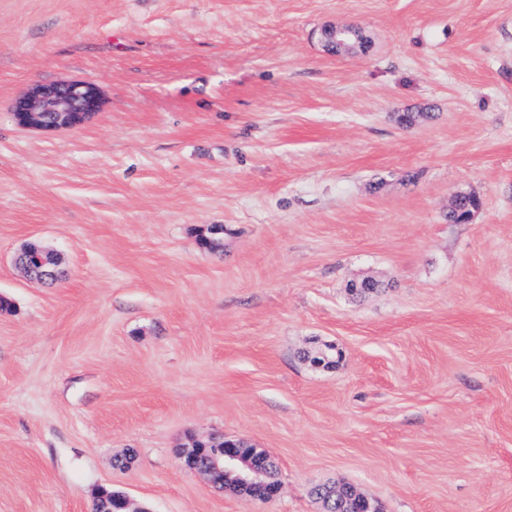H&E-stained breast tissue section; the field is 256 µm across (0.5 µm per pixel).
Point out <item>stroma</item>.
<instances>
[{"label": "stroma", "instance_id": "obj_1", "mask_svg": "<svg viewBox=\"0 0 512 512\" xmlns=\"http://www.w3.org/2000/svg\"><path fill=\"white\" fill-rule=\"evenodd\" d=\"M79 79L87 122L15 124ZM0 296V512H512V0H0ZM209 436L279 495L185 469ZM323 36L331 51L353 47L360 39L358 31L352 27L328 26ZM103 99L91 79L34 84L14 106L13 118L21 128H73L86 117L99 112ZM52 115V123L45 115Z\"/></svg>", "mask_w": 512, "mask_h": 512}]
</instances>
